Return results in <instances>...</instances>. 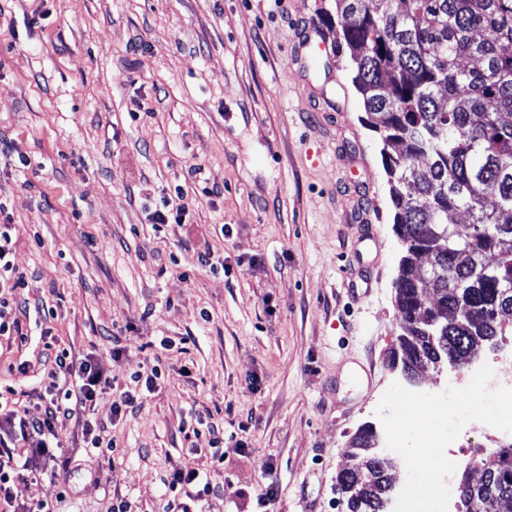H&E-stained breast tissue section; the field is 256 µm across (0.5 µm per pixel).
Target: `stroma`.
Wrapping results in <instances>:
<instances>
[{
    "instance_id": "stroma-1",
    "label": "stroma",
    "mask_w": 512,
    "mask_h": 512,
    "mask_svg": "<svg viewBox=\"0 0 512 512\" xmlns=\"http://www.w3.org/2000/svg\"><path fill=\"white\" fill-rule=\"evenodd\" d=\"M334 0H0V224L47 327L115 386L156 365L127 419L94 421L121 464L62 424L71 488L28 484L58 512H164L171 464L218 489L204 512H346L350 438L380 426L401 322L379 133L336 52ZM185 223L150 215L176 185ZM223 256L200 267L198 254ZM0 343V386L39 387L40 330ZM175 345L158 351L154 343ZM122 348L120 358L112 351ZM29 360L28 376L9 373ZM192 365L190 376L181 368ZM224 430V460L185 438L186 410ZM276 497L259 501L268 484Z\"/></svg>"
}]
</instances>
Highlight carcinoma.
Instances as JSON below:
<instances>
[{
  "mask_svg": "<svg viewBox=\"0 0 512 512\" xmlns=\"http://www.w3.org/2000/svg\"><path fill=\"white\" fill-rule=\"evenodd\" d=\"M390 185L403 255L393 363L447 353L464 368L512 336V0H335ZM437 340L432 342L430 337ZM374 428L351 441L336 485L347 512H382L392 468ZM455 493L480 512L512 501V447L473 459Z\"/></svg>",
  "mask_w": 512,
  "mask_h": 512,
  "instance_id": "obj_1",
  "label": "carcinoma"
}]
</instances>
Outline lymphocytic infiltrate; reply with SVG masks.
Wrapping results in <instances>:
<instances>
[{
  "mask_svg": "<svg viewBox=\"0 0 512 512\" xmlns=\"http://www.w3.org/2000/svg\"><path fill=\"white\" fill-rule=\"evenodd\" d=\"M11 232V225L0 224V274L8 283L7 288L0 289V337L21 335V317L29 312V300L23 295L28 286L26 275L9 260ZM44 348L47 385L38 396L40 416H29L27 392L10 386L0 390V512H57L51 501L24 502L21 488L43 478L68 488L60 423L75 410L93 411L100 396L112 386L91 358H73L57 337L45 341ZM160 377L156 367L134 374L126 389L112 400L113 418L119 420L133 413ZM168 489L165 512H202L204 502L217 492L206 474L185 464L173 466Z\"/></svg>",
  "mask_w": 512,
  "mask_h": 512,
  "instance_id": "1",
  "label": "lymphocytic infiltrate"
}]
</instances>
